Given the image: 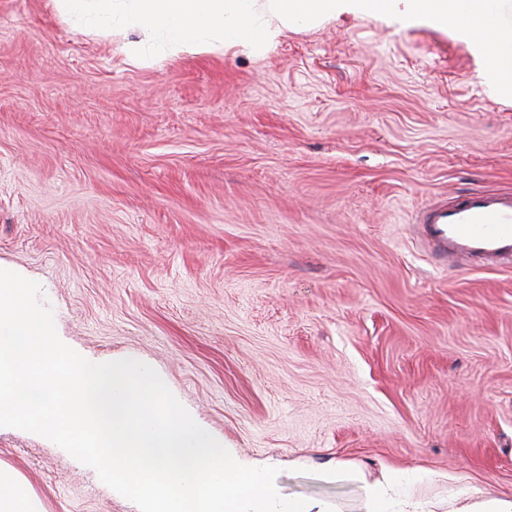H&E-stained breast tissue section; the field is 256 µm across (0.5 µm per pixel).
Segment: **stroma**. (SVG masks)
<instances>
[{
  "label": "stroma",
  "instance_id": "obj_1",
  "mask_svg": "<svg viewBox=\"0 0 512 512\" xmlns=\"http://www.w3.org/2000/svg\"><path fill=\"white\" fill-rule=\"evenodd\" d=\"M52 0H0V269L59 338L148 362L285 497L367 512L417 471L512 495V270L416 243L438 196L512 190V98L467 36L350 11L265 55L131 63ZM42 512H138L47 438L0 427Z\"/></svg>",
  "mask_w": 512,
  "mask_h": 512
}]
</instances>
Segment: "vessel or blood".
Segmentation results:
<instances>
[{
    "instance_id": "vessel-or-blood-1",
    "label": "vessel or blood",
    "mask_w": 512,
    "mask_h": 512,
    "mask_svg": "<svg viewBox=\"0 0 512 512\" xmlns=\"http://www.w3.org/2000/svg\"><path fill=\"white\" fill-rule=\"evenodd\" d=\"M416 234L447 266L512 262V193L471 192L425 208Z\"/></svg>"
}]
</instances>
